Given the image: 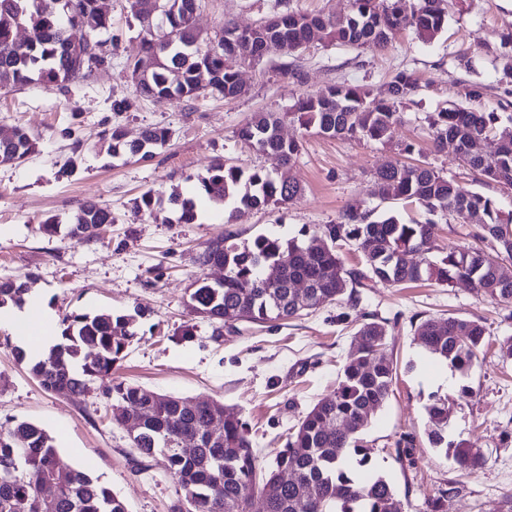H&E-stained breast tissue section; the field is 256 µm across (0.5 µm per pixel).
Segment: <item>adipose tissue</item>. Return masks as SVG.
I'll return each instance as SVG.
<instances>
[{"mask_svg": "<svg viewBox=\"0 0 512 512\" xmlns=\"http://www.w3.org/2000/svg\"><path fill=\"white\" fill-rule=\"evenodd\" d=\"M42 307L41 295L32 292L28 294L24 308H0V330L17 332V342L29 358L43 356L56 334L49 317L43 314Z\"/></svg>", "mask_w": 512, "mask_h": 512, "instance_id": "ef3b65f1", "label": "adipose tissue"}]
</instances>
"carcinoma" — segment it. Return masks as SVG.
<instances>
[{"label": "carcinoma", "instance_id": "cac0c4a2", "mask_svg": "<svg viewBox=\"0 0 512 512\" xmlns=\"http://www.w3.org/2000/svg\"><path fill=\"white\" fill-rule=\"evenodd\" d=\"M200 0H160L164 24L148 21L139 0H127L130 15L142 31L144 57L155 64L139 73L140 61L126 65L125 73L136 91L148 98L195 100L200 97H238V64L258 52L255 31L227 21L219 44L212 46L195 26ZM400 0H352L351 10L339 17L309 15L286 10L278 13L279 39L288 55L302 51L310 25L321 26L330 43L386 46L402 30H411L428 42L445 26L444 0H418L402 12ZM112 27L100 0H0V90L36 85L46 90L69 91L96 70L112 65V40L101 35ZM28 31L21 42L17 31ZM418 88L407 72L398 73L385 93L372 94L358 85L335 84L317 94L298 98L291 115L306 128L328 138L387 142L400 121L398 106ZM485 92L476 82L462 84L458 95L465 104L428 116L434 143L456 142L460 160L485 182L512 188V116L502 121L495 112L476 107ZM282 118L259 112L238 132L258 152L278 156L284 167L298 157L300 145L281 135ZM497 138L490 156L471 150L480 138ZM102 139L112 156L146 161L170 142L171 131L160 125L144 127L140 136L126 140L113 126ZM37 147V138L16 127L0 137V163H21ZM377 194L383 201L411 200L428 212H455L460 205L478 215V240L484 248L437 244L436 224H404L386 213L351 207L336 224L304 232L302 242L259 236L252 246L239 248L218 236L194 258L201 268H224V283L205 278L192 284L190 314L222 328L234 330L242 322L277 323L295 319L328 303L360 302V289L374 283L398 287L419 281L450 285L468 281L481 295L512 303V273L502 262L512 259V212L494 199L464 190L431 164H390L375 173ZM199 196L228 208L226 223L245 209L292 202L302 194L291 176L276 180L261 169L245 171L221 163L198 176ZM178 206V222L197 219L196 201L171 198ZM115 223L112 209L97 201L82 203L69 225L72 237L93 239ZM349 245L360 253L362 267L347 268L338 248ZM439 253L421 265L417 256ZM276 278H267L269 270ZM27 283L0 279V307L20 306ZM133 315L67 314L60 323V342L47 358L30 367L32 376L47 391L82 401L92 380L112 373L136 338ZM424 350L439 356L465 375L485 345V326L458 315L426 318L416 329ZM357 348L344 364L336 387L319 398L289 434L285 448L275 457V469L259 475L260 462L249 429L240 414L218 401L187 406L181 398L117 382L107 393L112 419L122 424L132 416L141 426L130 440L142 458L162 453L181 495L173 512H250L254 496L263 500L264 512H403L391 482L371 469L369 449L359 434L387 402L396 366L388 353L387 322L374 318L357 329ZM81 367H76V363ZM222 427L212 434L218 410ZM430 444L445 450L457 471L473 473L486 464L480 448L448 440L453 405L436 398L426 407ZM195 443L192 453L183 445ZM457 492L455 484L428 498V512H443ZM0 512H127L109 488L87 474L63 467L47 431L21 421L0 428Z\"/></svg>", "mask_w": 512, "mask_h": 512}]
</instances>
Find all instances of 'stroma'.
Segmentation results:
<instances>
[{
    "label": "stroma",
    "mask_w": 512,
    "mask_h": 512,
    "mask_svg": "<svg viewBox=\"0 0 512 512\" xmlns=\"http://www.w3.org/2000/svg\"><path fill=\"white\" fill-rule=\"evenodd\" d=\"M102 5L112 19L110 67L66 96L34 85L0 91V136L23 126L39 139L37 152L24 162L0 164V277L27 280L58 320L72 312L134 315L138 336L111 378L94 380L84 401L75 402L44 390L17 361L11 333L0 330V425H41L54 439L60 465L86 471L127 512H170L179 490L166 458L155 454L142 460L140 473L132 471L138 453L126 429L113 421L104 395L112 380L235 407L267 467L304 413L333 389L355 347L359 324L372 315L388 324L397 376L362 439L406 512H427L428 498L452 482L459 492L449 498L446 512H512V360L500 353L503 340L512 336V305L460 283L378 284L362 290L354 309L328 304L281 326L242 323L221 336L206 320L191 319L186 306L196 277L224 274L193 262L219 235H232L241 246L260 236L297 238L315 226L337 223L353 205L392 213L404 223L426 221L417 203L387 202L375 195L374 173L389 163L429 162L465 189L494 197L504 210H512V189L477 182L454 144L434 149L427 123L429 114L456 101L467 80L485 85L483 110L512 114V76L503 71L512 56V5L507 0H452L448 24L433 41L423 42L407 30L383 48L317 42L299 57L269 56L242 69L249 90L240 98L188 102L136 93L123 69L142 55L140 26L126 0H102ZM283 7L341 16L349 12L351 0H201L195 23L211 38L224 21L251 27ZM403 70L417 78L419 89L401 105L390 143L326 138L287 117L303 94L342 82L377 92ZM112 95L127 98L130 109L112 112ZM257 112L283 114L282 135L301 145L291 169L238 139V130ZM148 124L172 132L169 145L150 161L112 156L101 141L105 128L121 126L133 140ZM66 126L72 127V137L61 136ZM409 145L414 154H405ZM224 159L275 178L291 174L303 193L284 205L245 211L232 224L225 223L223 207L208 203L195 223H174L168 196L176 190L190 194L197 175ZM149 190L160 197V205L152 214H135V201ZM91 196L110 206L115 218L99 238H48L39 232V224L51 216L69 223ZM448 314L481 320L486 343L468 375L437 387L432 377L438 363L425 356L415 330L422 319ZM190 322L193 338L181 339L180 328ZM464 384L473 395L452 415L448 437L483 449L487 463L470 475L460 474L425 434L430 397H448ZM406 434L414 438L408 463L395 454L396 441Z\"/></svg>",
    "instance_id": "35a3bbf8"
}]
</instances>
